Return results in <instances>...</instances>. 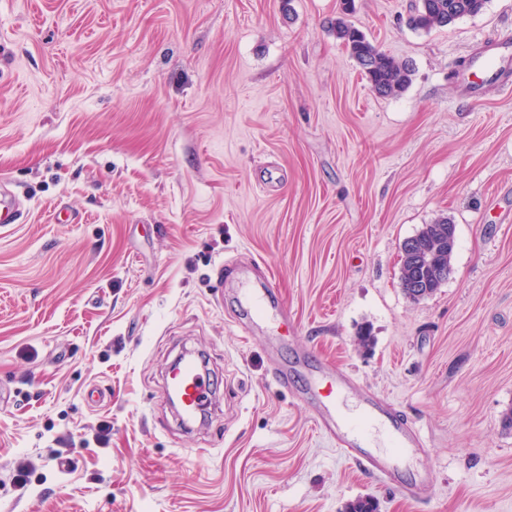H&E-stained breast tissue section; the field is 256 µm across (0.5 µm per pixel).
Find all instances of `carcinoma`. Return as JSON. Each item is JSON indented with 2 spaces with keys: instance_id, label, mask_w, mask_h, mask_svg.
<instances>
[{
  "instance_id": "1",
  "label": "carcinoma",
  "mask_w": 512,
  "mask_h": 512,
  "mask_svg": "<svg viewBox=\"0 0 512 512\" xmlns=\"http://www.w3.org/2000/svg\"><path fill=\"white\" fill-rule=\"evenodd\" d=\"M354 0H340V12L332 22L331 30L359 66L372 91L379 97H396L404 93L412 81L413 63L398 61L382 52L367 36L355 27L348 16L353 11ZM486 0H415L408 17L414 30L430 31L455 23L458 19L479 13ZM448 224L441 218L425 225L420 233L439 237L443 248L436 259L451 265L453 252L448 250Z\"/></svg>"
}]
</instances>
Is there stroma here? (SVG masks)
Masks as SVG:
<instances>
[{
	"instance_id": "35a3bbf8",
	"label": "stroma",
	"mask_w": 512,
	"mask_h": 512,
	"mask_svg": "<svg viewBox=\"0 0 512 512\" xmlns=\"http://www.w3.org/2000/svg\"><path fill=\"white\" fill-rule=\"evenodd\" d=\"M339 3L0 0V183L23 203L0 226V512H512V94L457 79L512 36V0L428 32L410 0H354L413 63L387 98ZM440 217L452 272L410 300L401 244ZM242 272L287 310L282 347L240 319ZM186 350L218 396L191 433L165 391ZM277 364L415 426L398 483L338 452ZM354 0H341L340 12L331 30L359 66L372 91L379 97H396L404 93L412 81L413 63L398 61L382 52L367 36L355 27L348 16Z\"/></svg>"
}]
</instances>
